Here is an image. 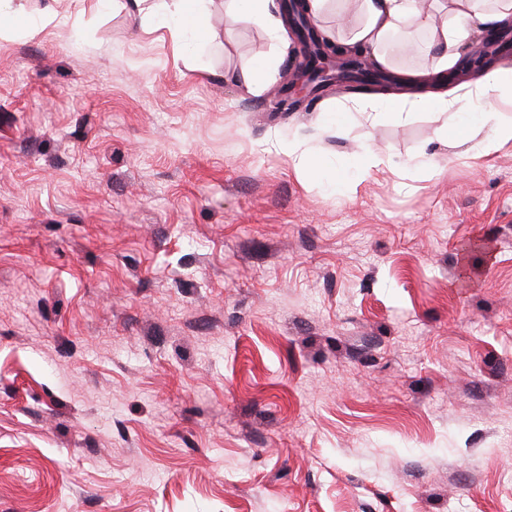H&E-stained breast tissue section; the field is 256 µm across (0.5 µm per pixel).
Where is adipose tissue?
<instances>
[{
    "instance_id": "obj_1",
    "label": "adipose tissue",
    "mask_w": 512,
    "mask_h": 512,
    "mask_svg": "<svg viewBox=\"0 0 512 512\" xmlns=\"http://www.w3.org/2000/svg\"><path fill=\"white\" fill-rule=\"evenodd\" d=\"M204 0H138L140 10L151 18L181 34L187 31L201 36ZM360 20L343 45L368 52L381 67L391 64L392 52L414 54L426 52L434 56V68L445 71L455 65L473 33L474 24L499 26L512 24V0H357ZM423 30L429 36L425 43L407 37L408 28ZM379 116L402 119L410 112L444 113L453 139H465L473 129L490 126L484 140V152L512 142V119L500 115L471 111L467 97L428 92L413 98L385 95L378 99Z\"/></svg>"
}]
</instances>
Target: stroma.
Returning a JSON list of instances; mask_svg holds the SVG:
<instances>
[{"label":"stroma","instance_id":"1","mask_svg":"<svg viewBox=\"0 0 512 512\" xmlns=\"http://www.w3.org/2000/svg\"><path fill=\"white\" fill-rule=\"evenodd\" d=\"M13 2L0 512H512V145L278 110L292 37L236 0L200 49Z\"/></svg>","mask_w":512,"mask_h":512}]
</instances>
